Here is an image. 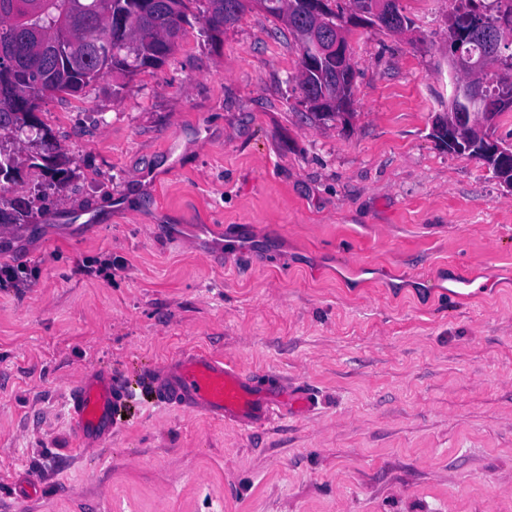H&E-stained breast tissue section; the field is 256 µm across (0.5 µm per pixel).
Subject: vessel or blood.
<instances>
[{
    "mask_svg": "<svg viewBox=\"0 0 512 512\" xmlns=\"http://www.w3.org/2000/svg\"><path fill=\"white\" fill-rule=\"evenodd\" d=\"M148 384L155 402L231 420L247 429L268 423L280 397L287 393L279 385L259 386L253 376L202 351L178 354L152 373ZM121 397L120 382L111 371L84 374L72 395L71 428L85 445L111 440Z\"/></svg>",
    "mask_w": 512,
    "mask_h": 512,
    "instance_id": "1",
    "label": "vessel or blood"
}]
</instances>
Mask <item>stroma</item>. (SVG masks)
Wrapping results in <instances>:
<instances>
[{
	"mask_svg": "<svg viewBox=\"0 0 512 512\" xmlns=\"http://www.w3.org/2000/svg\"><path fill=\"white\" fill-rule=\"evenodd\" d=\"M399 6L407 31L347 35L350 118L313 117L293 34L250 8L47 96L64 174L5 141L0 512H512V189L430 136L453 0ZM185 350L312 407L245 429L142 394L74 439L83 372Z\"/></svg>",
	"mask_w": 512,
	"mask_h": 512,
	"instance_id": "35a3bbf8",
	"label": "stroma"
}]
</instances>
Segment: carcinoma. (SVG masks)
I'll use <instances>...</instances> for the list:
<instances>
[{
	"instance_id": "carcinoma-1",
	"label": "carcinoma",
	"mask_w": 512,
	"mask_h": 512,
	"mask_svg": "<svg viewBox=\"0 0 512 512\" xmlns=\"http://www.w3.org/2000/svg\"><path fill=\"white\" fill-rule=\"evenodd\" d=\"M191 0H0V52L10 57V68L0 70V133L26 138L41 152L32 166L56 164L60 150L51 131L39 120L49 94L80 96L107 72L133 77L157 68L173 54L185 35ZM203 5L200 20L211 38L224 33V4L232 0H197ZM289 0H271L268 16L288 15V29H327V23L345 21L346 9L326 0L324 11L314 13ZM448 40L455 30L480 23L500 35L512 34V0H455ZM130 20L129 27L112 29V16ZM299 86L305 102L320 120L336 119V86L352 75V65L340 51L319 58L298 46ZM480 95L473 98L456 89L452 112H491L500 117L512 112V42L489 59L478 78ZM30 105L20 112L14 100Z\"/></svg>"
}]
</instances>
